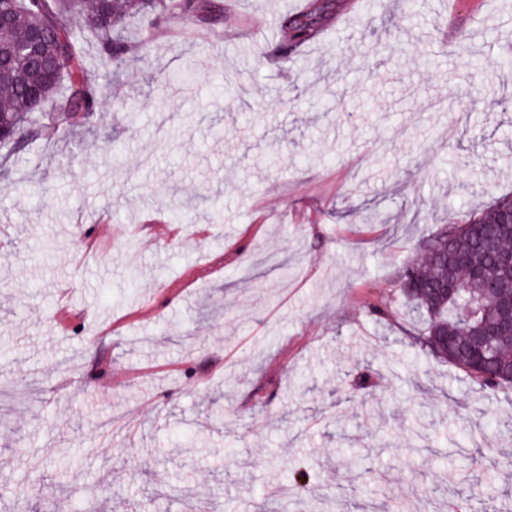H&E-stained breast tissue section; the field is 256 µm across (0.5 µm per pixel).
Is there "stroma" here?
<instances>
[{
    "mask_svg": "<svg viewBox=\"0 0 512 512\" xmlns=\"http://www.w3.org/2000/svg\"><path fill=\"white\" fill-rule=\"evenodd\" d=\"M214 2L145 56L86 43L102 108L0 153V512H86L89 483L99 512H448L450 471L512 512V388L423 352L398 282L512 194V0H336L282 60L309 0ZM335 7V4L315 2L305 10L287 15L285 18L288 30V44L293 47L309 43L321 32L324 16Z\"/></svg>",
    "mask_w": 512,
    "mask_h": 512,
    "instance_id": "obj_1",
    "label": "stroma"
}]
</instances>
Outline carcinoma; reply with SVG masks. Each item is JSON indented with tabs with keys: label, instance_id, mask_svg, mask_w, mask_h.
<instances>
[{
	"label": "carcinoma",
	"instance_id": "1",
	"mask_svg": "<svg viewBox=\"0 0 512 512\" xmlns=\"http://www.w3.org/2000/svg\"><path fill=\"white\" fill-rule=\"evenodd\" d=\"M335 4L316 2L285 18L288 48L309 43L321 32L324 16ZM210 0H0V151L22 146L40 130L56 133L62 120L68 130L85 125L102 104L97 84L86 66L81 42L90 37L103 59L119 61L130 45L141 54L150 51L145 27L178 12L188 18H208ZM84 21L83 36L72 25ZM49 34L43 56L24 66L9 64L10 57L26 40L30 30ZM512 206V197L492 201L482 212L422 240L417 257L403 268L400 281L406 306L426 325L423 351L463 372L487 394L512 386V380L496 373L499 359L512 354L507 342H491L483 362L470 364L460 350L446 351L436 341L443 332L461 346L474 325L487 331L499 327L506 313L494 296L501 293L500 266L474 234L476 224H496L502 209Z\"/></svg>",
	"mask_w": 512,
	"mask_h": 512
}]
</instances>
